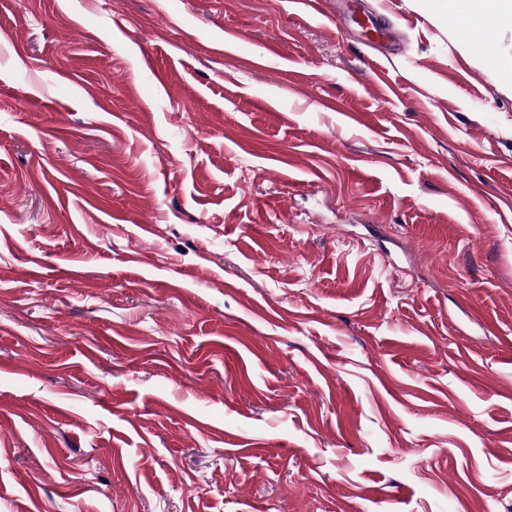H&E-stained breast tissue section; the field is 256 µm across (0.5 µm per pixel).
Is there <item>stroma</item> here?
<instances>
[{
    "label": "stroma",
    "instance_id": "1",
    "mask_svg": "<svg viewBox=\"0 0 512 512\" xmlns=\"http://www.w3.org/2000/svg\"><path fill=\"white\" fill-rule=\"evenodd\" d=\"M360 7L0 0V512H512V29Z\"/></svg>",
    "mask_w": 512,
    "mask_h": 512
}]
</instances>
